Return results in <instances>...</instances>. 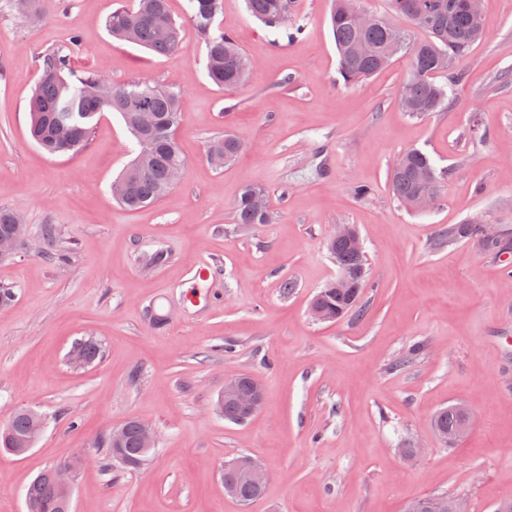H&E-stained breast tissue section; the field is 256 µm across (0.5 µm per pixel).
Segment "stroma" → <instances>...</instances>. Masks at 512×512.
<instances>
[{
    "label": "stroma",
    "mask_w": 512,
    "mask_h": 512,
    "mask_svg": "<svg viewBox=\"0 0 512 512\" xmlns=\"http://www.w3.org/2000/svg\"><path fill=\"white\" fill-rule=\"evenodd\" d=\"M122 4L134 0H56L28 23L0 0V207L28 230L0 262V285L15 294L0 309V426L19 409L45 418L27 453H0V512H26V486L82 453L92 462L75 477L71 512H404L442 493L494 512L512 499V273L477 242L442 238L476 216L512 231V0H482L485 35L458 63L464 82L423 117L400 106L406 60L344 84L332 0H293L304 31L292 40L272 37L245 0H224L216 24L255 63L235 90L206 76L194 33L172 56L112 39L105 21ZM74 36L75 68L180 94L187 170L153 206L129 210L110 194L136 148L117 113H103L74 154H48L29 136L42 56ZM226 133L246 149L218 170L205 150ZM410 149L441 175L422 212L391 191ZM248 182L266 187L272 223H236ZM359 185L371 195L355 197ZM341 224L364 244L363 314L317 322L309 305L336 277L327 240ZM203 260L206 310L186 300L187 271ZM85 338L103 356L76 371L66 357ZM243 373L264 405L232 423L216 401ZM456 403L474 422L449 447L432 422ZM130 419L154 429L156 453L134 471L108 467L95 441ZM422 441L426 453L405 462L400 449ZM243 454L269 476L247 504L221 480Z\"/></svg>",
    "instance_id": "1"
}]
</instances>
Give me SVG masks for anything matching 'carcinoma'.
<instances>
[{
	"label": "carcinoma",
	"instance_id": "cac0c4a2",
	"mask_svg": "<svg viewBox=\"0 0 512 512\" xmlns=\"http://www.w3.org/2000/svg\"><path fill=\"white\" fill-rule=\"evenodd\" d=\"M169 0H137L136 6L120 5L106 20L112 37L135 43L159 55H173L182 44L186 28L170 13ZM246 9L271 32L284 29L288 36L301 33L302 27L288 23L291 0H245ZM330 26L339 56V73L347 84L370 77L389 66L397 56L407 59L411 76L401 97L403 109L414 116L437 112L447 105L448 89L463 81V73L455 62L484 34V21L471 15L465 0H386L387 10L425 32L416 38L392 25L361 28L348 15L347 0H334ZM224 9V0H187L189 25L206 50V73L220 88L234 89L247 83L253 61L240 49L235 38L215 27V20ZM76 39L43 56L42 75L29 103L31 137L51 154L76 152L91 133L93 122L105 111L120 115L135 138L138 152L126 169L112 182L114 198L125 207L136 210L158 202L173 185L170 175L176 169H186L187 163L176 143V131L181 118L180 95L174 90L161 89L146 81H133L114 86L100 70L75 71L71 57ZM446 82L440 83L437 78ZM237 138L226 134L210 143L209 148L223 151V163L234 161L240 152ZM430 172L439 181L430 157L417 149L406 151L398 159L391 188L397 201L405 202L416 196V176ZM238 224H269L272 215L266 203L264 188L245 185L235 204ZM23 223L21 215L10 208L0 207V235L14 231ZM448 240H474L482 249L496 256L508 253L512 234L503 232L496 241L482 235L479 226L470 223L448 228ZM338 266L350 273L366 267L365 254L345 245L329 249ZM361 289L338 288L326 284L315 299L331 322H338L358 307ZM102 357L101 344L83 339L71 348L68 364L73 368L92 367ZM36 413L20 409L14 412L6 426L0 428V451L13 455L30 443ZM463 419L461 405H450L434 417L439 431L453 430ZM140 420L122 424L124 436L120 447L112 443V435L101 438L98 447L107 449L109 456L122 454L133 466L147 461L152 449L141 440ZM224 480L236 489L239 501L248 503L264 493L250 484L236 470H224ZM441 495H423L409 502L406 512H443ZM27 512H70V502L63 489L43 471L25 491Z\"/></svg>",
	"mask_w": 512,
	"mask_h": 512
}]
</instances>
